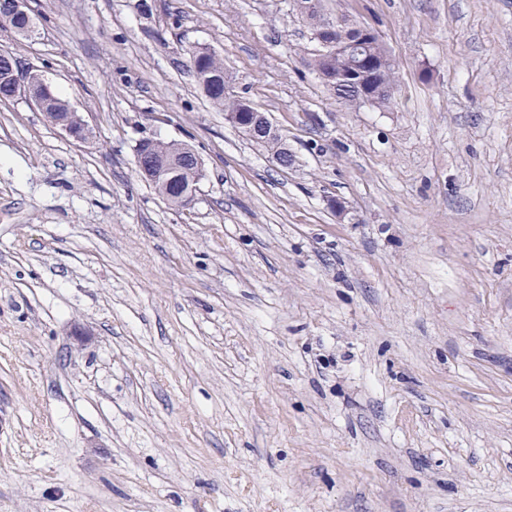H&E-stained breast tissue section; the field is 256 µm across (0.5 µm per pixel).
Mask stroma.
Returning <instances> with one entry per match:
<instances>
[{
  "mask_svg": "<svg viewBox=\"0 0 512 512\" xmlns=\"http://www.w3.org/2000/svg\"><path fill=\"white\" fill-rule=\"evenodd\" d=\"M338 3L387 108L327 89L290 0H29L37 36L0 31L91 126L0 103V512H512V0ZM144 137L201 157L190 208ZM200 47L186 50L184 66L192 72L197 84L203 89L210 103L216 109L226 112H240L226 120L250 141L262 144L272 135H278L265 112L250 109L244 98L226 91L224 61L216 54L201 55Z\"/></svg>",
  "mask_w": 512,
  "mask_h": 512,
  "instance_id": "stroma-1",
  "label": "stroma"
}]
</instances>
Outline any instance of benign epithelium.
<instances>
[{"mask_svg":"<svg viewBox=\"0 0 512 512\" xmlns=\"http://www.w3.org/2000/svg\"><path fill=\"white\" fill-rule=\"evenodd\" d=\"M305 14L315 17L316 28L311 31V40L327 48L324 62L325 68L320 77L327 81H336V85L352 90L355 99L361 105H375L379 101L390 98L395 92V83L382 82L377 79V62L368 57L371 44L381 40V36L372 26L350 19L346 22L319 15V0H309L304 5ZM345 56L352 61L351 70L342 73L335 60ZM0 84L6 92L0 98L7 100L24 95L46 118L60 127L68 136L78 142H84L90 133L89 123L83 115L75 113V122L62 123L56 119L55 113L48 111L47 101L34 85L27 81L25 73L13 62L0 70ZM227 121L247 139L255 143H263L268 137L277 134L275 127L266 113L254 110L242 112L236 118ZM204 177L202 164L195 167L194 182L182 193L183 207L191 206L195 200L198 184Z\"/></svg>","mask_w":512,"mask_h":512,"instance_id":"1","label":"benign epithelium"}]
</instances>
